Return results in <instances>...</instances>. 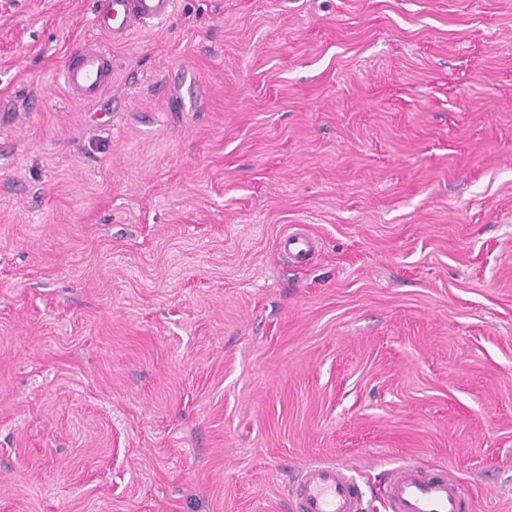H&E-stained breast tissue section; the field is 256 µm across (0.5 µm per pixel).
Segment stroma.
Returning <instances> with one entry per match:
<instances>
[{"label": "stroma", "instance_id": "obj_1", "mask_svg": "<svg viewBox=\"0 0 512 512\" xmlns=\"http://www.w3.org/2000/svg\"><path fill=\"white\" fill-rule=\"evenodd\" d=\"M100 3L0 0V512H512V0H177L87 106ZM319 245L320 240L317 236L300 227H296V230L293 231L284 232L277 243L280 252L295 260L315 252ZM355 467L331 459H315L290 467L287 496L295 512H365L364 493ZM383 497L389 512H471L472 494L447 470L405 462L386 470Z\"/></svg>", "mask_w": 512, "mask_h": 512}]
</instances>
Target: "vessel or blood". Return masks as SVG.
<instances>
[{"mask_svg":"<svg viewBox=\"0 0 512 512\" xmlns=\"http://www.w3.org/2000/svg\"><path fill=\"white\" fill-rule=\"evenodd\" d=\"M92 27L97 39L87 41L65 61L60 79L76 100L94 105L112 85V49L126 44L139 30L168 21L176 0H104ZM317 236L296 229L283 233L280 252L298 259L318 250ZM353 465L315 459L290 467L288 502L293 512H365L364 493ZM383 497L390 512H471L472 494L454 474L405 462L387 469Z\"/></svg>","mask_w":512,"mask_h":512,"instance_id":"1","label":"vessel or blood"}]
</instances>
